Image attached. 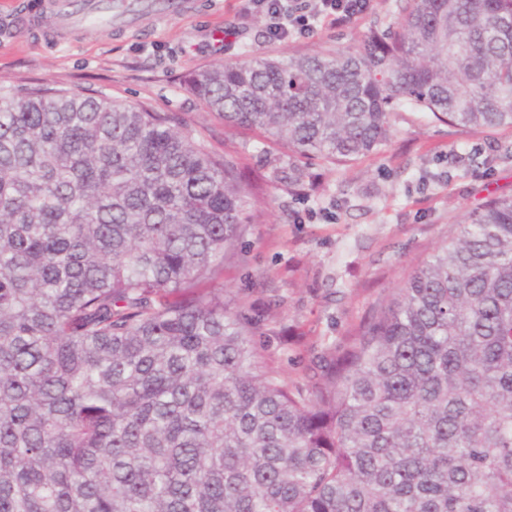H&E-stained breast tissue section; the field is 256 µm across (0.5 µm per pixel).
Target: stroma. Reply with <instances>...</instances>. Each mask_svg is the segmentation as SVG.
Instances as JSON below:
<instances>
[{"mask_svg":"<svg viewBox=\"0 0 512 512\" xmlns=\"http://www.w3.org/2000/svg\"><path fill=\"white\" fill-rule=\"evenodd\" d=\"M51 2L0 0V87L45 83L149 106L196 130L212 151L238 153L247 175L262 176L255 222L223 282L260 353L288 384H305L320 357L342 345L453 225L512 194V129L455 128L418 112L397 113L388 142L370 156L342 166L299 160L304 186L295 193L285 149L225 128L184 87L198 69L247 53L351 51L371 26L393 22L399 0H377L346 27L275 43L263 19L242 14L240 0H188L182 15L139 30L107 20L61 30Z\"/></svg>","mask_w":512,"mask_h":512,"instance_id":"obj_1","label":"stroma"}]
</instances>
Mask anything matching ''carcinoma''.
I'll use <instances>...</instances> for the list:
<instances>
[{"label": "carcinoma", "mask_w": 512, "mask_h": 512, "mask_svg": "<svg viewBox=\"0 0 512 512\" xmlns=\"http://www.w3.org/2000/svg\"><path fill=\"white\" fill-rule=\"evenodd\" d=\"M351 53L186 90L345 164L395 113L512 128V0H399ZM257 183L166 113L0 89V512H512V196L289 388L224 299Z\"/></svg>", "instance_id": "obj_1"}]
</instances>
